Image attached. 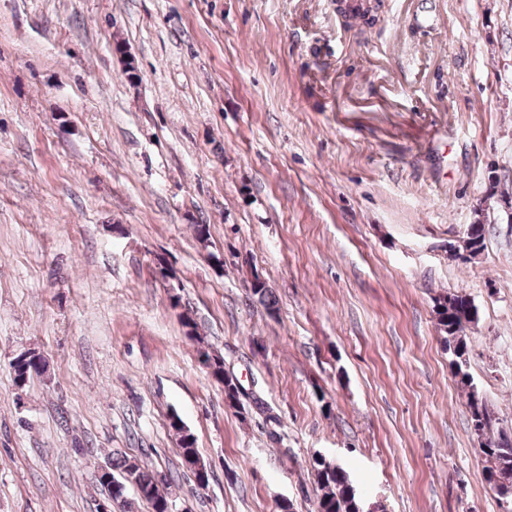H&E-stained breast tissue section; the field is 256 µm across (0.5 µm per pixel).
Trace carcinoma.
<instances>
[{
    "instance_id": "1",
    "label": "carcinoma",
    "mask_w": 512,
    "mask_h": 512,
    "mask_svg": "<svg viewBox=\"0 0 512 512\" xmlns=\"http://www.w3.org/2000/svg\"><path fill=\"white\" fill-rule=\"evenodd\" d=\"M485 233V225H470V232L466 233L462 242V251L473 258L477 257L484 249ZM251 290L252 297L268 312L276 311L275 296L265 281L255 279ZM433 312L437 331L441 333L448 352L455 356L451 362L454 377L468 392L471 424L480 428L478 440L479 452L484 462V479L501 498L512 500V442L508 441L505 433L490 435L492 414L479 397L466 370V330L474 322L475 309L467 297L448 291L434 298ZM179 317L185 328V336L198 343L197 356L215 367V382L224 389L225 404L233 409H244L241 401L244 392L238 379L224 368V358L201 342L199 326L192 315L181 313ZM170 427L180 434V455L186 468L194 475L196 482L208 483L207 467L200 460L195 439L184 429L182 419L177 415L171 416ZM111 466L112 484H102L108 490L110 499L125 500L126 489L132 486L151 505L153 512H167L169 497L156 487L158 472L148 463L117 454L112 457ZM314 471L320 490L318 512H361L362 501L356 495L350 477L342 467L317 458L314 461Z\"/></svg>"
}]
</instances>
